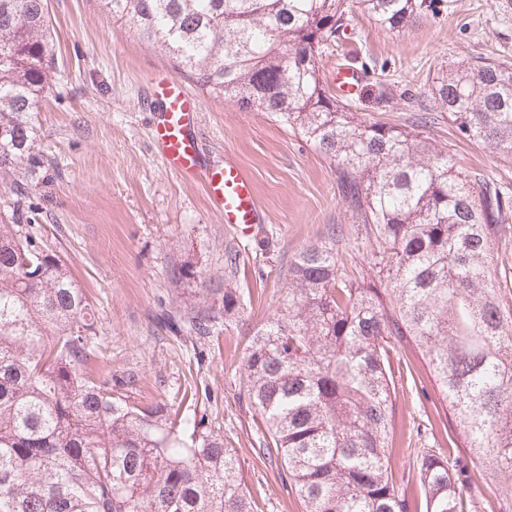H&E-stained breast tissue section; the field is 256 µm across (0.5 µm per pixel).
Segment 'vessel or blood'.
I'll return each mask as SVG.
<instances>
[{
    "instance_id": "vessel-or-blood-1",
    "label": "vessel or blood",
    "mask_w": 512,
    "mask_h": 512,
    "mask_svg": "<svg viewBox=\"0 0 512 512\" xmlns=\"http://www.w3.org/2000/svg\"><path fill=\"white\" fill-rule=\"evenodd\" d=\"M152 93L160 104L154 114L153 138L168 168L184 179L199 180L225 223L245 230L262 223L263 213L248 175L232 163L208 162L201 153L196 137L199 101L181 82L166 75L153 83Z\"/></svg>"
}]
</instances>
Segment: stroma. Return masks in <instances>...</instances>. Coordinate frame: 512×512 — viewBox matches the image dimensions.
<instances>
[{
	"instance_id": "1",
	"label": "stroma",
	"mask_w": 512,
	"mask_h": 512,
	"mask_svg": "<svg viewBox=\"0 0 512 512\" xmlns=\"http://www.w3.org/2000/svg\"><path fill=\"white\" fill-rule=\"evenodd\" d=\"M55 60L39 104L38 136L18 170L0 178V220L14 205L24 234L63 259L93 306L97 336L89 367L117 394L165 402L196 417L234 448L258 512H301L281 463L263 451L258 417L244 396L247 333L276 313L288 264L320 243L329 228L349 274L374 279L340 202L336 177L309 143L258 112L201 97L197 135L204 155L236 162L251 177L266 219L249 235L225 225L198 184L164 163L150 133L158 103L152 78L168 71L160 49L142 44L131 25L113 21L100 0H47ZM512 60V0H441L439 11L394 35L353 13L323 77L352 64L360 88L350 104L365 117L419 129L458 167L512 185V161L464 139L447 113L419 127L432 108L435 65L489 52ZM395 83L379 96L383 80ZM245 248L237 273L224 272V249ZM186 277H177V270ZM243 302L217 333L195 336L170 317L186 301L221 306V289ZM396 447L444 448L441 424H428L423 401L400 387L393 410Z\"/></svg>"
}]
</instances>
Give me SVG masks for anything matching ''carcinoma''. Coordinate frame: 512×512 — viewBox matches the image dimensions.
<instances>
[{"label": "carcinoma", "mask_w": 512, "mask_h": 512, "mask_svg": "<svg viewBox=\"0 0 512 512\" xmlns=\"http://www.w3.org/2000/svg\"><path fill=\"white\" fill-rule=\"evenodd\" d=\"M214 99L261 112L330 164L378 279L349 276L336 229L288 265L280 314L252 332L244 396L303 512H418L392 481L390 354L415 343L445 406L448 451L409 448L425 512H512V303L494 246L512 189L462 171L414 130L366 118L322 78L358 9L400 34L438 0H101ZM46 0H0V174L30 154L50 89ZM432 98L469 141L512 160V62H442ZM0 224V512H254L234 450L166 403L87 371L91 303L58 256ZM242 297L224 289V318ZM205 336L215 307L191 304ZM464 447L481 483H463Z\"/></svg>", "instance_id": "cac0c4a2"}]
</instances>
